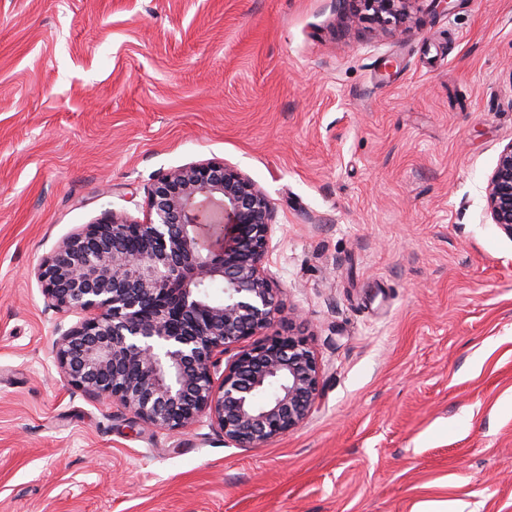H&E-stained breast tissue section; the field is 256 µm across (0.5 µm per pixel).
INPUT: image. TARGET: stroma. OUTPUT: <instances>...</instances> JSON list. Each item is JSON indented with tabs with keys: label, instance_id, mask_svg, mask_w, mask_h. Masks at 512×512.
Here are the masks:
<instances>
[{
	"label": "stroma",
	"instance_id": "1",
	"mask_svg": "<svg viewBox=\"0 0 512 512\" xmlns=\"http://www.w3.org/2000/svg\"><path fill=\"white\" fill-rule=\"evenodd\" d=\"M0 0V512H512V0ZM238 168L321 364L295 431L237 448L74 387L36 272L173 167ZM363 2L367 10L373 11V16L383 26H397L403 22L407 15V4L410 0H342ZM396 28V29H397ZM484 192L487 218L512 235V142L500 152Z\"/></svg>",
	"mask_w": 512,
	"mask_h": 512
}]
</instances>
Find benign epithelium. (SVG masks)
<instances>
[{"label": "benign epithelium", "instance_id": "benign-epithelium-1", "mask_svg": "<svg viewBox=\"0 0 512 512\" xmlns=\"http://www.w3.org/2000/svg\"><path fill=\"white\" fill-rule=\"evenodd\" d=\"M397 26L410 0H361ZM485 214L512 235V142L488 175ZM144 221L109 210L66 236L38 279L51 307L79 321L55 360L70 383L147 428L201 417L224 442L258 448L314 409L321 368L289 330L265 264L274 207L245 173L203 161L159 174Z\"/></svg>", "mask_w": 512, "mask_h": 512}]
</instances>
